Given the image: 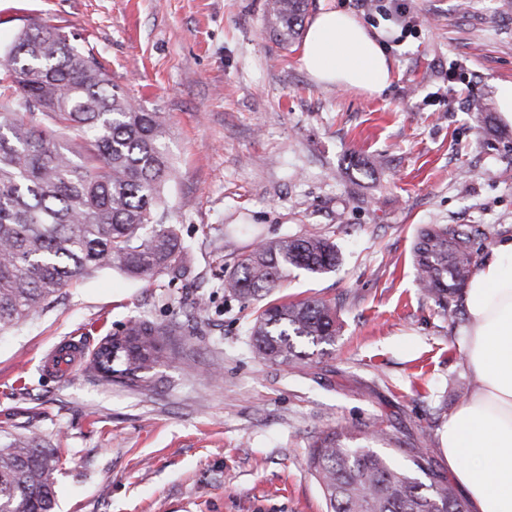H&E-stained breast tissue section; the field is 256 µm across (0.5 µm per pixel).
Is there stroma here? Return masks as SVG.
Instances as JSON below:
<instances>
[{
	"instance_id": "obj_1",
	"label": "stroma",
	"mask_w": 512,
	"mask_h": 512,
	"mask_svg": "<svg viewBox=\"0 0 512 512\" xmlns=\"http://www.w3.org/2000/svg\"><path fill=\"white\" fill-rule=\"evenodd\" d=\"M405 2L408 28L390 0H312L384 45L393 79L370 96L315 83L299 43L277 45L266 0H0L1 51L34 22L62 27L165 115L176 169L164 193L182 272L102 269L0 332V438L35 433L54 450L56 512H325L307 458L339 423L380 425L401 439L399 463L425 448L447 475L440 432L474 386L466 314L421 294L411 251L425 224L479 229V262L512 237V127L493 134L496 88L512 83V0ZM245 224L335 241L336 271H295L275 291L335 302L331 353L303 366L255 354L260 303L222 288L252 241ZM138 319L175 331L146 387L43 371L63 339L90 349Z\"/></svg>"
}]
</instances>
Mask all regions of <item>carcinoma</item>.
Segmentation results:
<instances>
[{
  "mask_svg": "<svg viewBox=\"0 0 512 512\" xmlns=\"http://www.w3.org/2000/svg\"><path fill=\"white\" fill-rule=\"evenodd\" d=\"M309 0H267L268 23L285 44L295 37ZM85 134L82 150L66 138ZM164 120L112 84L93 53L42 20L0 54V332L44 310L63 288L109 268L141 278L173 271L182 251L167 223L164 188L174 169L163 149ZM472 232L458 225L421 228L413 246L418 287L443 312L473 276ZM336 243L320 235L284 236L245 255L224 278L231 296L261 299L297 269H336ZM336 305L319 298L271 300L250 327L258 357L304 365L298 349L334 346ZM173 330L135 321L109 348L97 345L88 370L105 383L141 386L167 359ZM395 449L388 430L336 425L319 435L307 465L326 512H463L451 483L416 449L413 468L365 444ZM58 457L37 437L0 445V512H55Z\"/></svg>",
  "mask_w": 512,
  "mask_h": 512,
  "instance_id": "1",
  "label": "carcinoma"
}]
</instances>
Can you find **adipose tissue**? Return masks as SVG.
<instances>
[{"instance_id": "ef3b65f1", "label": "adipose tissue", "mask_w": 512, "mask_h": 512, "mask_svg": "<svg viewBox=\"0 0 512 512\" xmlns=\"http://www.w3.org/2000/svg\"><path fill=\"white\" fill-rule=\"evenodd\" d=\"M299 62L325 87L378 96L392 81V62L368 29L329 6L310 20ZM462 301L463 357L476 387L449 416L441 444L473 512H512V238L492 245Z\"/></svg>"}]
</instances>
